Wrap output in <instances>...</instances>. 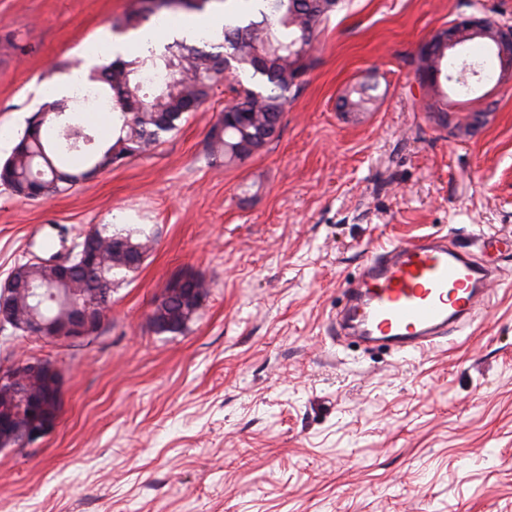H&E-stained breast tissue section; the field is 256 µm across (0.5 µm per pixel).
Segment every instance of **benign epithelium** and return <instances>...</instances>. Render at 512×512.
Returning a JSON list of instances; mask_svg holds the SVG:
<instances>
[{
	"instance_id": "obj_1",
	"label": "benign epithelium",
	"mask_w": 512,
	"mask_h": 512,
	"mask_svg": "<svg viewBox=\"0 0 512 512\" xmlns=\"http://www.w3.org/2000/svg\"><path fill=\"white\" fill-rule=\"evenodd\" d=\"M490 35L495 43V51L504 72H512V26L494 24L485 16L468 14L458 21L441 29L437 36L448 49L454 50L466 36ZM92 247L84 245L79 254L69 253L42 259L40 263L56 269L57 279L61 283L75 276L77 267L90 268L96 262ZM78 260H73V256ZM16 294L12 280H7L0 290V324L11 326L28 336L45 340H79L93 335L101 325L103 315L100 308L93 304L71 305L65 316L47 320L35 308L24 317L12 313L11 300ZM167 296L182 302V310L191 315L199 307L200 298L192 288H174ZM13 384V405L11 414L0 417V447L32 443L48 434L59 420L57 396L60 388V376L55 366L44 361H29L20 366L19 371L10 379Z\"/></svg>"
}]
</instances>
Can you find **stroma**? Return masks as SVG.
I'll return each instance as SVG.
<instances>
[{
  "label": "stroma",
  "instance_id": "stroma-1",
  "mask_svg": "<svg viewBox=\"0 0 512 512\" xmlns=\"http://www.w3.org/2000/svg\"><path fill=\"white\" fill-rule=\"evenodd\" d=\"M140 0H0V163L74 77L86 46L138 38ZM463 0H345L318 34L275 138L212 164L217 83L152 151L49 199L0 186V285L54 226L134 224L157 242L112 290L97 334L49 342L0 327V368L61 371L53 432L0 449V512H512V78L490 70L444 109L419 46ZM375 84L368 111H340ZM418 234L496 260L476 318L424 352L366 350L336 331L372 251ZM203 278L197 316L160 333L174 282Z\"/></svg>",
  "mask_w": 512,
  "mask_h": 512
}]
</instances>
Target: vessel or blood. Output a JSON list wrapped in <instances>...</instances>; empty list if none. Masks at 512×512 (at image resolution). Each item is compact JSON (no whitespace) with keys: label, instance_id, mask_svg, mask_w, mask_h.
Segmentation results:
<instances>
[{"label":"vessel or blood","instance_id":"b4317fda","mask_svg":"<svg viewBox=\"0 0 512 512\" xmlns=\"http://www.w3.org/2000/svg\"><path fill=\"white\" fill-rule=\"evenodd\" d=\"M497 273L492 260L430 234L380 248L346 287L343 329L399 350H424L476 315Z\"/></svg>","mask_w":512,"mask_h":512}]
</instances>
